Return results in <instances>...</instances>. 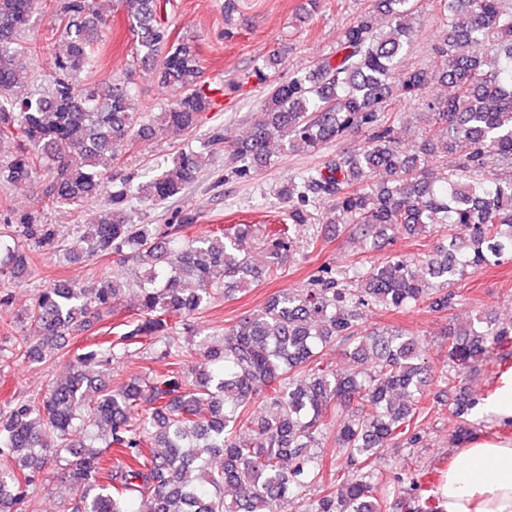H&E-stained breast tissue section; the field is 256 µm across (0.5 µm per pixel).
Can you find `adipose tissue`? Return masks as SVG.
<instances>
[{"label": "adipose tissue", "mask_w": 512, "mask_h": 512, "mask_svg": "<svg viewBox=\"0 0 512 512\" xmlns=\"http://www.w3.org/2000/svg\"><path fill=\"white\" fill-rule=\"evenodd\" d=\"M436 493L444 512H512V437H478L459 449Z\"/></svg>", "instance_id": "obj_1"}]
</instances>
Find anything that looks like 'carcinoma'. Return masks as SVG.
<instances>
[{
	"mask_svg": "<svg viewBox=\"0 0 512 512\" xmlns=\"http://www.w3.org/2000/svg\"><path fill=\"white\" fill-rule=\"evenodd\" d=\"M51 2L65 53L39 93L25 88L36 47L23 41L39 0H0V140L15 143V153L0 159V185L45 176L43 207L105 197L77 251L120 267L143 255L152 264L135 280L138 313L114 324L111 340L77 354L72 373L47 394L0 406V512L25 503L52 465L68 486V512H279L306 488L317 492L310 512H442L417 468L393 486L376 482L382 448L423 440L419 399L429 366L415 337L365 331L360 320L370 307L403 312L425 303L446 311L459 281L512 260V177L487 175L512 166V9L503 0H441L435 67L401 70L399 57L416 35L413 0H376L387 28L364 14L344 29L332 55L271 85L251 134L232 150L234 176L271 165L275 143L318 153L350 132L368 137L281 187L279 198L291 203L289 227L258 241L267 258L260 266L248 247L249 224L190 239L188 213L139 224L127 212L133 192L152 202L181 193L223 149L222 134L181 150L134 187L129 179L112 185L119 154L152 135L154 124L188 133L217 104L219 89L201 83L196 52L164 25L162 0H122L135 46L122 76L103 89L89 82L105 35L99 0ZM139 73L180 97L156 115L141 109ZM434 83L453 93L429 105V128L407 150L386 106L421 98ZM448 161L450 175L432 173ZM313 199L330 203L326 223L350 229L368 251L399 233L438 242L427 253L369 266L324 265L305 286L224 328L219 344L201 340L200 361L190 360L177 330L229 292L277 276ZM62 233L38 209L10 211L0 224V282L19 278L33 253L57 247ZM125 287L114 273L90 289L70 281L40 290L21 315L29 334L12 355L29 363L52 358L59 340L111 313ZM446 336L443 380L477 371L491 349L499 365L512 364V322L479 315ZM334 340L369 368L344 374L325 366L320 352ZM159 343L162 368L116 386L95 377L130 349ZM481 400L472 389L454 404L460 447L477 437ZM77 430L84 440L75 443ZM330 432L336 456L326 460L312 449ZM228 489L246 494L228 503Z\"/></svg>",
	"mask_w": 512,
	"mask_h": 512,
	"instance_id": "cac0c4a2",
	"label": "carcinoma"
}]
</instances>
